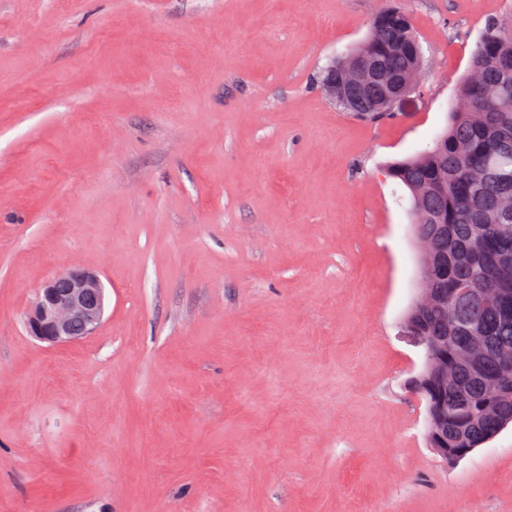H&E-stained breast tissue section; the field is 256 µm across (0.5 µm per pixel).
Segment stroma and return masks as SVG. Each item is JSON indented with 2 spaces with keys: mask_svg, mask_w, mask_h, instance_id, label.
<instances>
[{
  "mask_svg": "<svg viewBox=\"0 0 512 512\" xmlns=\"http://www.w3.org/2000/svg\"><path fill=\"white\" fill-rule=\"evenodd\" d=\"M405 11L416 91L314 78ZM512 0H0V512H512V426L441 465L405 388L417 254L387 161ZM99 272L96 331L27 312ZM341 59L331 62L324 89L335 101L337 91L340 101L344 104L339 101H336L339 103L336 104L352 112L359 120L378 122L387 112H371L376 105L384 104L392 108L416 89V86L404 77L391 73L384 61L371 57H360L357 69L347 63L341 64L349 74L357 75L358 71L364 74V80L362 77L361 81H351L344 77L336 81V66L340 65ZM345 104L358 112L347 109ZM107 305L105 286L91 270L74 268L46 281L28 314L30 336L51 345L90 336L101 324ZM75 326L81 329L76 331Z\"/></svg>",
  "mask_w": 512,
  "mask_h": 512,
  "instance_id": "stroma-1",
  "label": "stroma"
}]
</instances>
